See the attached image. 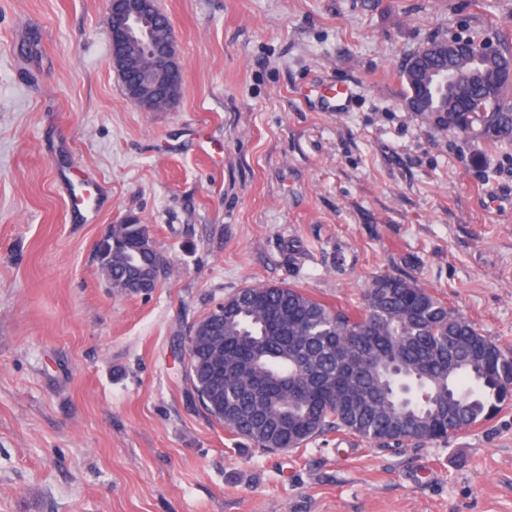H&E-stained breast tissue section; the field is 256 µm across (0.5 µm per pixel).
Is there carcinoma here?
<instances>
[{"label":"carcinoma","mask_w":512,"mask_h":512,"mask_svg":"<svg viewBox=\"0 0 512 512\" xmlns=\"http://www.w3.org/2000/svg\"><path fill=\"white\" fill-rule=\"evenodd\" d=\"M448 88L418 99L447 109L446 129L512 141V84L452 58ZM143 224L116 225L112 264L120 282L154 264ZM188 340L187 381L206 414L261 452L297 451L336 432L372 447L441 441L512 404V351L429 290L391 275L374 278L350 312L305 290L241 288L224 315L206 313Z\"/></svg>","instance_id":"1"}]
</instances>
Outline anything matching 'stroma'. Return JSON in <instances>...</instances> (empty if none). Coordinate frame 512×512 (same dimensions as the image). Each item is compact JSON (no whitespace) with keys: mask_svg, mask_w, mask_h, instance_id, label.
I'll return each mask as SVG.
<instances>
[{"mask_svg":"<svg viewBox=\"0 0 512 512\" xmlns=\"http://www.w3.org/2000/svg\"><path fill=\"white\" fill-rule=\"evenodd\" d=\"M183 95L147 112L112 67L105 0H0V512H512V406L447 440L329 433L264 453L209 418L181 359L237 289L354 309L375 276L428 289L512 348V143L407 111L425 42L512 47V0H158ZM351 111L323 112L330 87ZM109 191L77 224L60 183ZM171 273L115 294L112 225ZM467 43L468 38L457 34H450L445 38L428 41L420 46L418 50L409 58L405 65L406 71L409 74L411 70H416L418 68L417 64L421 59L440 51H448V49L456 51H469ZM407 73L403 69L400 75L402 78V84L404 85L405 89L404 97L411 92Z\"/></svg>","mask_w":512,"mask_h":512,"instance_id":"stroma-1","label":"stroma"}]
</instances>
